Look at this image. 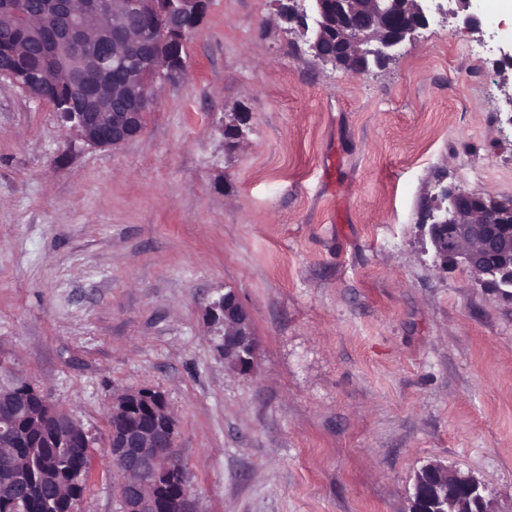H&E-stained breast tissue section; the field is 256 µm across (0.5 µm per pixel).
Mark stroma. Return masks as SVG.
<instances>
[{"label": "stroma", "instance_id": "1", "mask_svg": "<svg viewBox=\"0 0 512 512\" xmlns=\"http://www.w3.org/2000/svg\"><path fill=\"white\" fill-rule=\"evenodd\" d=\"M457 9L355 77L273 0H211L185 81L114 148L0 79V354L88 434L77 512H121L107 413L142 388L176 419L196 512H408L431 461L512 512V298L441 268L420 222L440 179L512 197V27L498 0L481 33ZM227 288L251 374L204 315Z\"/></svg>", "mask_w": 512, "mask_h": 512}]
</instances>
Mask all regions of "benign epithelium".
I'll list each match as a JSON object with an SVG mask.
<instances>
[{
  "label": "benign epithelium",
  "instance_id": "1",
  "mask_svg": "<svg viewBox=\"0 0 512 512\" xmlns=\"http://www.w3.org/2000/svg\"><path fill=\"white\" fill-rule=\"evenodd\" d=\"M169 10L157 0H0V31L9 20L28 22L42 45V57L65 75L66 83L88 91L66 101L60 113L82 139L94 146L117 147L138 136L143 117L154 103L156 85L175 84L186 75L182 50L188 30L186 18L202 21L210 0H176ZM464 24L479 29L482 15L472 0H458ZM332 10L321 14L315 38L307 37V15L297 0H277V15L289 28L305 36L314 60L350 75L367 72L369 56L381 64L394 59L399 47L429 27L433 13L446 15L443 4L430 0H331ZM161 15L165 40H148L147 23ZM0 77L17 84L38 101L46 100L44 81L21 77L9 63L0 62ZM246 115L225 126L226 144L240 146ZM437 192L425 200L422 215L442 264L461 265L482 279L485 287L512 297V198L465 190L438 182ZM210 322L224 336V363L240 370L254 369L252 316L237 291L224 294L205 309ZM36 420L50 439L84 438L87 433L71 414L39 391L31 404ZM112 461L125 475L120 488L123 512H155L156 484L172 475L175 464V420L165 396L154 389L124 391L112 399L108 413ZM182 494L162 507L195 512L187 483ZM495 490L470 472L441 463H428L416 474L409 496V512H492Z\"/></svg>",
  "mask_w": 512,
  "mask_h": 512
}]
</instances>
